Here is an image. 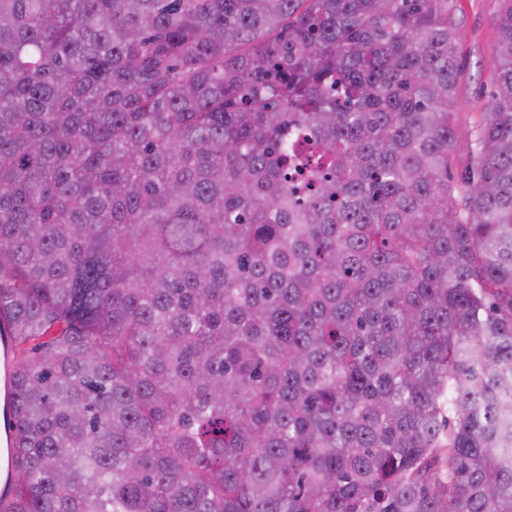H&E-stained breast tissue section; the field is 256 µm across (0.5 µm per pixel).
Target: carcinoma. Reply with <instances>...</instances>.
Segmentation results:
<instances>
[{
    "mask_svg": "<svg viewBox=\"0 0 512 512\" xmlns=\"http://www.w3.org/2000/svg\"><path fill=\"white\" fill-rule=\"evenodd\" d=\"M449 11L0 0V512H512V0L467 135Z\"/></svg>",
    "mask_w": 512,
    "mask_h": 512,
    "instance_id": "1",
    "label": "carcinoma"
}]
</instances>
